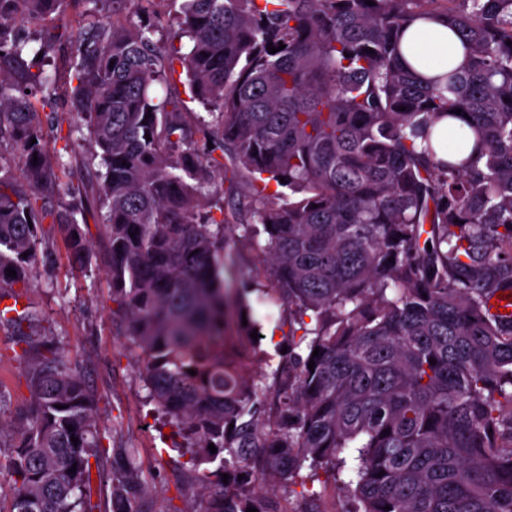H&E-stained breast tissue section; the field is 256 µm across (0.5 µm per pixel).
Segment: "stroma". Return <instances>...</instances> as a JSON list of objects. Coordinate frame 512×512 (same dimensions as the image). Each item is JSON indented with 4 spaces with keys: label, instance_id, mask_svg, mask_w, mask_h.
Listing matches in <instances>:
<instances>
[{
    "label": "stroma",
    "instance_id": "1",
    "mask_svg": "<svg viewBox=\"0 0 512 512\" xmlns=\"http://www.w3.org/2000/svg\"><path fill=\"white\" fill-rule=\"evenodd\" d=\"M46 243L34 269L36 286L25 297L44 319L39 334L63 341L74 371L94 394L98 425L107 449L102 456L103 474L112 471L114 452L135 449L141 479L147 486L149 512H197L201 489L190 465L162 432L153 407L145 400L135 352L126 349L119 319L112 316V290L104 275V248L98 224H90L93 257L87 268L72 266L63 236L51 221H44ZM236 262L225 276L232 287L246 289L252 317L262 328H286L288 308L262 303L253 288L259 284V259L246 245H237ZM22 344L13 325L0 323V512H9L12 485L6 462L18 439L16 425L30 399L25 367L17 359Z\"/></svg>",
    "mask_w": 512,
    "mask_h": 512
}]
</instances>
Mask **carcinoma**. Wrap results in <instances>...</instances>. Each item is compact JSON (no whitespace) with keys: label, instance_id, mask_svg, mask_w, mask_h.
Here are the masks:
<instances>
[{"label":"carcinoma","instance_id":"cac0c4a2","mask_svg":"<svg viewBox=\"0 0 512 512\" xmlns=\"http://www.w3.org/2000/svg\"><path fill=\"white\" fill-rule=\"evenodd\" d=\"M91 2L152 12L166 0ZM67 3L0 0V291L18 300L33 286L47 218L85 266L94 217L112 315L190 455L197 512H293V495L319 512L323 475L350 512H512V318L489 306L512 289V0H183L151 28L97 9L63 65L32 70L27 58L68 38L15 20L38 26ZM420 16L462 36L461 65L424 79L404 64L400 36ZM163 26L188 52L153 39ZM175 59L218 157L193 145ZM59 97L71 111L42 119L38 104ZM444 119L463 142L446 158ZM65 122L88 132V188L62 182L68 163L46 152L45 124ZM228 171L245 192L224 185ZM216 182L239 223L202 205ZM238 242L288 306L270 373L251 370L250 307L224 286ZM41 320L29 305L12 319L31 402L6 463L10 512H96L92 463L107 448L95 400L60 342L26 336ZM98 478L110 512H146L134 451Z\"/></svg>","mask_w":512,"mask_h":512}]
</instances>
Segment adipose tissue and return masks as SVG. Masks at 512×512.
<instances>
[{
    "label": "adipose tissue",
    "instance_id": "ef3b65f1",
    "mask_svg": "<svg viewBox=\"0 0 512 512\" xmlns=\"http://www.w3.org/2000/svg\"><path fill=\"white\" fill-rule=\"evenodd\" d=\"M401 50L406 63L418 73L431 77L464 56L461 36L435 20H417L404 33Z\"/></svg>",
    "mask_w": 512,
    "mask_h": 512
}]
</instances>
